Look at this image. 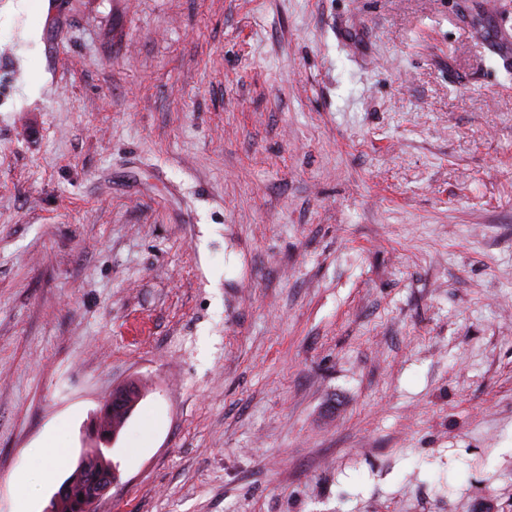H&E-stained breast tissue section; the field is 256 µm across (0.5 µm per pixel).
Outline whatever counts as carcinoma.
Instances as JSON below:
<instances>
[{
	"mask_svg": "<svg viewBox=\"0 0 512 512\" xmlns=\"http://www.w3.org/2000/svg\"><path fill=\"white\" fill-rule=\"evenodd\" d=\"M137 401V393L132 389L121 402L111 403L100 410L98 420H112V428L106 430L96 427L95 434L99 447L89 449L85 454V465L76 467L65 480L66 493L51 498L50 512H90L92 483L102 476L108 477L112 483L117 480L112 459L105 456L101 446L112 443V438L119 434Z\"/></svg>",
	"mask_w": 512,
	"mask_h": 512,
	"instance_id": "carcinoma-1",
	"label": "carcinoma"
}]
</instances>
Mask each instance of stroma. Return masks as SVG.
Masks as SVG:
<instances>
[{
    "label": "stroma",
    "mask_w": 512,
    "mask_h": 512,
    "mask_svg": "<svg viewBox=\"0 0 512 512\" xmlns=\"http://www.w3.org/2000/svg\"><path fill=\"white\" fill-rule=\"evenodd\" d=\"M131 381L91 512H512V0H0V512Z\"/></svg>",
    "instance_id": "stroma-1"
}]
</instances>
